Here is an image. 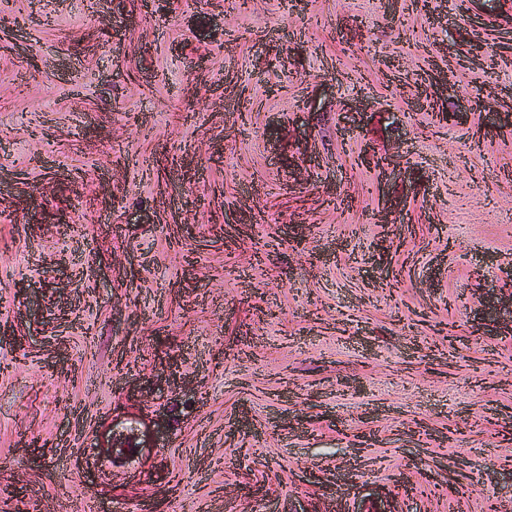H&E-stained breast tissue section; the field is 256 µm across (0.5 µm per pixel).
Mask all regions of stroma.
<instances>
[{
	"mask_svg": "<svg viewBox=\"0 0 512 512\" xmlns=\"http://www.w3.org/2000/svg\"><path fill=\"white\" fill-rule=\"evenodd\" d=\"M454 6L0 0V512L512 501V0Z\"/></svg>",
	"mask_w": 512,
	"mask_h": 512,
	"instance_id": "1",
	"label": "stroma"
}]
</instances>
